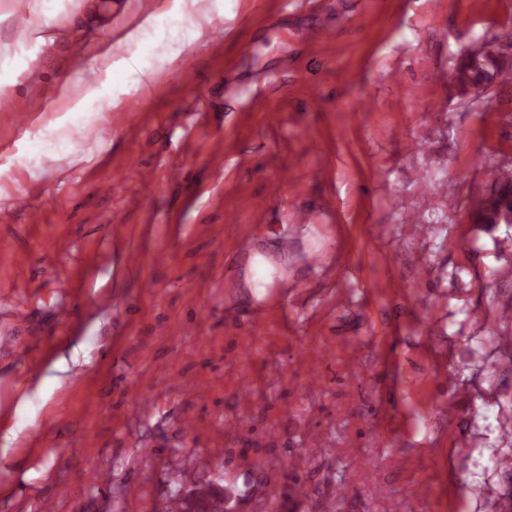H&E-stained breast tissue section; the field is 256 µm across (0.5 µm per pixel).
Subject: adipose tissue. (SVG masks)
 I'll list each match as a JSON object with an SVG mask.
<instances>
[{
  "instance_id": "obj_1",
  "label": "adipose tissue",
  "mask_w": 512,
  "mask_h": 512,
  "mask_svg": "<svg viewBox=\"0 0 512 512\" xmlns=\"http://www.w3.org/2000/svg\"><path fill=\"white\" fill-rule=\"evenodd\" d=\"M187 0H173L170 9L146 17L136 28L128 32L123 42L125 52L113 55L107 68L108 78L99 87L87 93L71 107L72 112L80 113L89 101L108 98L110 104H118L120 90L131 81H141L152 72V66L145 54L147 47L180 41L187 34Z\"/></svg>"
}]
</instances>
